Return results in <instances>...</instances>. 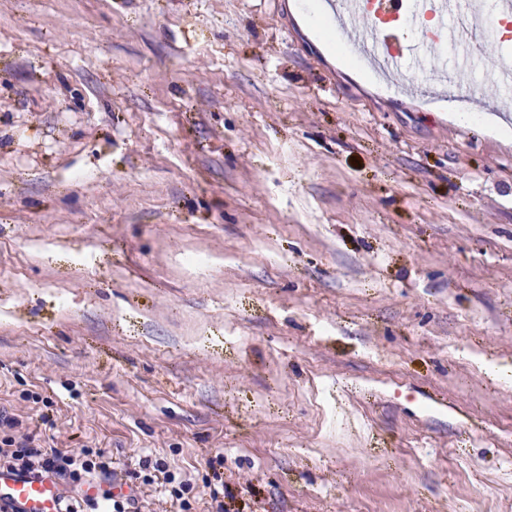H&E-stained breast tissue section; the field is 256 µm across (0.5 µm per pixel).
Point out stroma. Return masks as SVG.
I'll return each mask as SVG.
<instances>
[{
    "instance_id": "stroma-1",
    "label": "stroma",
    "mask_w": 512,
    "mask_h": 512,
    "mask_svg": "<svg viewBox=\"0 0 512 512\" xmlns=\"http://www.w3.org/2000/svg\"><path fill=\"white\" fill-rule=\"evenodd\" d=\"M461 97L505 116L482 77ZM512 141L295 0H0V412L191 512H512ZM138 468L139 470H136V468H134L133 470L127 471V474L131 480H135L136 482L137 480L141 479L139 483L140 486L152 485L156 483L155 478L159 479L157 474L151 475L150 469H153L154 473L158 472L160 474H163V483L165 484L164 487L166 491L167 484L172 485L175 483V476L173 473H170L167 470L168 465L164 460H153L152 457H150L149 455L139 457ZM142 473L145 474L142 475ZM140 486L137 487V485H135V488H139ZM190 489L191 486L189 483L180 481L177 483V486L172 485L171 490H168L169 495L172 497V499L175 498L176 500H181L180 507L181 509H183V511H188L189 509H191V504L189 503V501L183 499L184 494L188 493Z\"/></svg>"
}]
</instances>
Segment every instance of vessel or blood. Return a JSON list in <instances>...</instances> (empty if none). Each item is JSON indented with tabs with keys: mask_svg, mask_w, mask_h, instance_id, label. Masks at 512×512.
<instances>
[{
	"mask_svg": "<svg viewBox=\"0 0 512 512\" xmlns=\"http://www.w3.org/2000/svg\"><path fill=\"white\" fill-rule=\"evenodd\" d=\"M331 19L339 44L379 79L397 82L407 67L422 68L432 60L435 74L427 83L410 86V93L434 98L448 96V61L413 39L424 25L449 36L464 34L468 46L481 50L482 28L461 32L448 23V0H320ZM60 485L43 476L19 475L0 468V512H61Z\"/></svg>",
	"mask_w": 512,
	"mask_h": 512,
	"instance_id": "b4317fda",
	"label": "vessel or blood"
}]
</instances>
